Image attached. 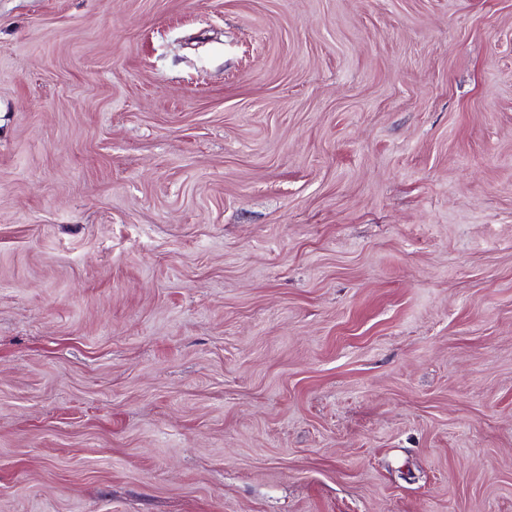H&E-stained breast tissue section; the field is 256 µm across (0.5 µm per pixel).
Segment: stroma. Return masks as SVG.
<instances>
[{
    "mask_svg": "<svg viewBox=\"0 0 512 512\" xmlns=\"http://www.w3.org/2000/svg\"><path fill=\"white\" fill-rule=\"evenodd\" d=\"M0 512H512V0H0Z\"/></svg>",
    "mask_w": 512,
    "mask_h": 512,
    "instance_id": "1",
    "label": "stroma"
}]
</instances>
